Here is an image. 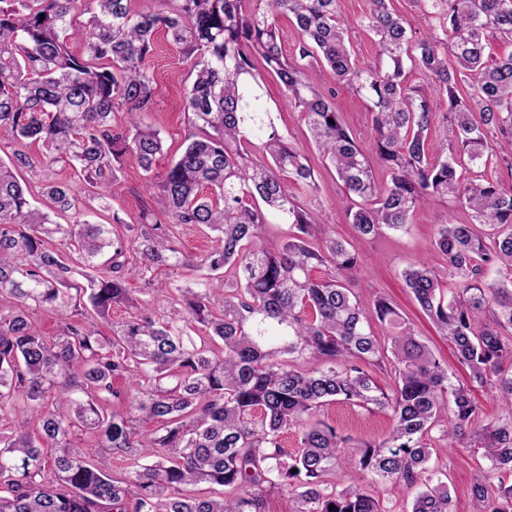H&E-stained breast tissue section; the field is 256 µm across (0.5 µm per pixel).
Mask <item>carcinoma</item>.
Listing matches in <instances>:
<instances>
[{"instance_id":"carcinoma-1","label":"carcinoma","mask_w":512,"mask_h":512,"mask_svg":"<svg viewBox=\"0 0 512 512\" xmlns=\"http://www.w3.org/2000/svg\"><path fill=\"white\" fill-rule=\"evenodd\" d=\"M77 2L0 0V134L19 145L0 160V298L13 299L0 307V416L14 423L0 431V512H265L268 493L282 487L293 512H386L370 492L375 481L412 494L408 512H454L431 466L432 441L454 448L468 435L486 463L473 485L477 512H512V483L492 482L512 473V182L479 172L512 151V53L489 60V39L512 44V0H413L431 22L419 40L392 0H369L352 22L337 0H162L153 13L132 0H89L81 22ZM281 17L298 34L291 58ZM355 27L372 36L371 62L350 52ZM160 29L191 65L190 133L160 177L156 207L143 211L149 229L53 220L32 204L35 193L61 213L77 198L46 177L18 179L19 168L38 176L22 150L29 143L44 147L46 166L100 188L99 199L119 188L126 157L153 172L164 148L143 122L155 105L145 60ZM70 40L83 42V55ZM257 59L300 108L358 235L401 231L438 198L468 212L435 237L455 294L425 262L402 277L471 383L449 379L387 297L367 308L355 296L358 256L299 203L294 186L316 190L317 171L275 125ZM318 62L367 99L370 150L315 86L307 67ZM407 63L428 83L408 85ZM271 213L293 228L275 247L262 239ZM186 225L213 232L215 245L180 252L172 241ZM159 267L207 274L194 288L159 283L169 302L159 313L128 288ZM116 306L129 316L111 334L87 321ZM37 309L60 319L54 340L34 323ZM310 360L318 367L304 368ZM388 361L387 391L375 374ZM476 385L496 394L504 418L473 432ZM331 403L389 412L393 429L355 443L316 418ZM290 432L294 452L283 443ZM85 437L99 455L127 462L121 476L76 449ZM340 467L358 471L361 484L329 485ZM200 483L224 496L187 494Z\"/></svg>"}]
</instances>
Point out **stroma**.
<instances>
[{
	"label": "stroma",
	"instance_id": "35a3bbf8",
	"mask_svg": "<svg viewBox=\"0 0 512 512\" xmlns=\"http://www.w3.org/2000/svg\"><path fill=\"white\" fill-rule=\"evenodd\" d=\"M149 71L155 79L156 105L145 121L160 130L164 139V154L157 163L156 172H163L169 161L177 156L188 134L184 114V89L190 83L189 64L171 44L165 33H158L154 47L147 58ZM319 90L333 98L336 110L344 123L355 133L362 145L371 143V116L365 100L348 87L337 84L335 74L327 68H318ZM264 95L277 127L287 132L290 140L316 166L318 188L315 192L300 193L304 206L317 214L329 235L350 242L360 258L353 287L364 304H372L376 296L388 297L414 327L419 338L433 351L448 361L451 379L467 380L466 370L458 363L452 344L439 336L429 320L413 300L401 276L403 268L417 261L427 262L436 269H444L445 259L436 250L434 240L438 225L467 221L464 209L449 199L438 201L415 212L405 231H388L373 237L361 238L346 220L337 202L342 186L322 161L309 140L302 116L290 102L287 93L274 75L261 72ZM51 179L71 185L79 200L78 209L64 214L67 222L90 220L98 224L121 219L127 224L139 223L144 207L150 201L151 188L135 158H127L121 180L123 189L112 197L107 208L91 198L89 187L67 167L53 166ZM320 419L335 425L343 436L360 442L378 441L392 428L389 413L367 410L346 404H330L322 409ZM436 463L446 473L448 490L455 512H474L472 487L483 465L478 454L469 448H441Z\"/></svg>",
	"mask_w": 512,
	"mask_h": 512
}]
</instances>
